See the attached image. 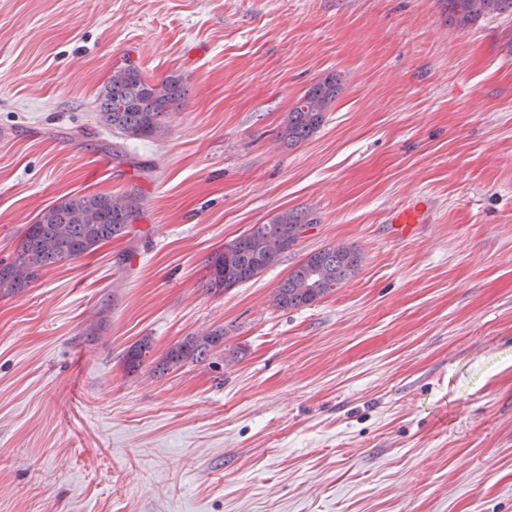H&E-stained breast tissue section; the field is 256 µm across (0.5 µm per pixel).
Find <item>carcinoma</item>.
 Instances as JSON below:
<instances>
[{
  "label": "carcinoma",
  "instance_id": "1",
  "mask_svg": "<svg viewBox=\"0 0 512 512\" xmlns=\"http://www.w3.org/2000/svg\"><path fill=\"white\" fill-rule=\"evenodd\" d=\"M442 3L448 22L460 29L480 18L512 14V0ZM339 89L340 76L333 72L313 84L288 113L280 139L290 146L309 139L324 123ZM185 94L180 75L153 82L137 66L120 67L101 92L99 118L128 139L155 140L166 132V120ZM137 210L134 199L107 194L71 197L45 208L26 229L11 260H0V294L18 293L37 279L42 269L78 259L126 233ZM309 228L305 216L293 210L278 213L266 224L253 225L211 257L207 288L221 292L252 280L257 268L265 270L279 261ZM362 263L363 256L356 248L342 244L312 252L278 286L274 303L281 309L311 306L354 276ZM223 339L221 331L201 339L188 336L167 351L162 366L167 369L197 360ZM149 350L146 338L132 346L127 352L129 368L137 370Z\"/></svg>",
  "mask_w": 512,
  "mask_h": 512
}]
</instances>
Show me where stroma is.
I'll list each match as a JSON object with an SVG mask.
<instances>
[{"label": "stroma", "mask_w": 512, "mask_h": 512, "mask_svg": "<svg viewBox=\"0 0 512 512\" xmlns=\"http://www.w3.org/2000/svg\"><path fill=\"white\" fill-rule=\"evenodd\" d=\"M129 63L188 88L161 139L99 120ZM331 72L324 124L284 144ZM83 194L140 209L0 296V512H512V15L460 30L438 0H0V260ZM416 196L425 223L393 237ZM285 210L311 222L297 245L208 291L210 258ZM339 243L360 270L277 308L292 268ZM216 329L218 348L159 370ZM339 89L340 76L333 72L313 84L289 112L279 132L280 139L289 146L309 139L324 123Z\"/></svg>", "instance_id": "35a3bbf8"}]
</instances>
